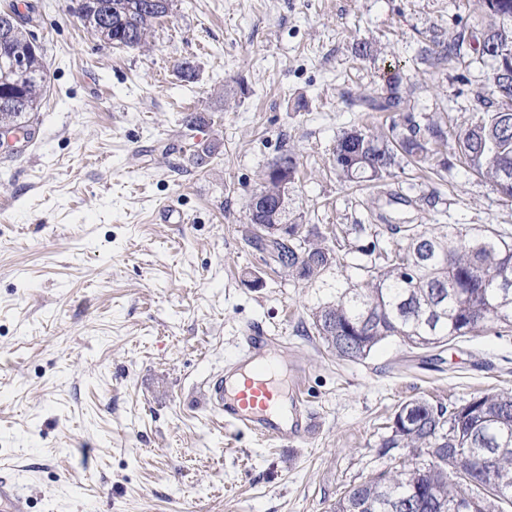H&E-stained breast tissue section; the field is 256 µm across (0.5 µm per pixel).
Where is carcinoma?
<instances>
[{
	"label": "carcinoma",
	"mask_w": 512,
	"mask_h": 512,
	"mask_svg": "<svg viewBox=\"0 0 512 512\" xmlns=\"http://www.w3.org/2000/svg\"><path fill=\"white\" fill-rule=\"evenodd\" d=\"M478 19L465 22L446 46L425 50L424 61L462 62L477 56L487 63L485 93L477 96L478 112L463 125L443 117L404 111L403 78L398 71L383 77L381 93L366 97L371 109L393 112L388 130L350 129L332 148L336 175L348 185L382 182L401 163L448 169L441 147L454 140V153L469 170L512 200V0H479ZM83 26L115 48L146 44L161 18L146 0H88L77 13ZM32 49L26 70L0 83V128L20 127L31 134L34 117L48 87L42 51L33 46L26 22L14 6L0 10V44ZM288 225V244L280 245L279 267L297 282L313 284L341 266L337 236L327 237L315 224H293L288 208L280 212ZM372 238L359 247L369 257L364 277L355 283L336 282V299L312 310L317 336L342 360L367 358L389 338L417 349L443 346L492 322L512 326V291L497 288L500 276H512V240L493 227L470 232L460 224H388L404 245L392 252L377 248L380 233L356 224ZM477 411L486 425L478 432L464 411L421 401L416 438L403 442L396 431L382 440V453L409 448L418 440L446 438L444 448H466L495 454L492 485L512 500V394H484ZM462 477L439 461L427 473L396 465L351 486L331 512H450L448 506L467 496Z\"/></svg>",
	"instance_id": "1"
}]
</instances>
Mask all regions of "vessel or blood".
Instances as JSON below:
<instances>
[{
	"label": "vessel or blood",
	"mask_w": 512,
	"mask_h": 512,
	"mask_svg": "<svg viewBox=\"0 0 512 512\" xmlns=\"http://www.w3.org/2000/svg\"><path fill=\"white\" fill-rule=\"evenodd\" d=\"M242 357L212 374L203 384L209 413L226 430L287 442L305 437L312 419L299 393V380L289 379L280 356L281 338L262 324L246 327ZM30 499L13 473L0 472V512H29Z\"/></svg>",
	"instance_id": "vessel-or-blood-1"
}]
</instances>
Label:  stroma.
<instances>
[{
    "mask_svg": "<svg viewBox=\"0 0 512 512\" xmlns=\"http://www.w3.org/2000/svg\"><path fill=\"white\" fill-rule=\"evenodd\" d=\"M10 3L34 5L50 75L32 140L0 151V469L30 512H330L396 458L423 462L380 450L401 404L512 393L504 325L434 349L391 338L349 361L309 318L337 279L360 275L353 225L491 224L512 238V202L460 163L349 187L331 162L343 130L388 124L363 99L391 67L410 111L472 117L484 65L436 67L421 51L457 36L477 0H171L146 50L92 36L76 0ZM187 59L191 83L177 73ZM191 112L206 124L187 128ZM192 143L218 151L197 166ZM287 149L300 167L293 217L345 235L322 283L293 281L244 240L250 196ZM165 208L182 223L163 222ZM254 321L305 368L304 439L233 435L203 404L205 379Z\"/></svg>",
    "mask_w": 512,
    "mask_h": 512,
    "instance_id": "obj_1",
    "label": "stroma"
}]
</instances>
